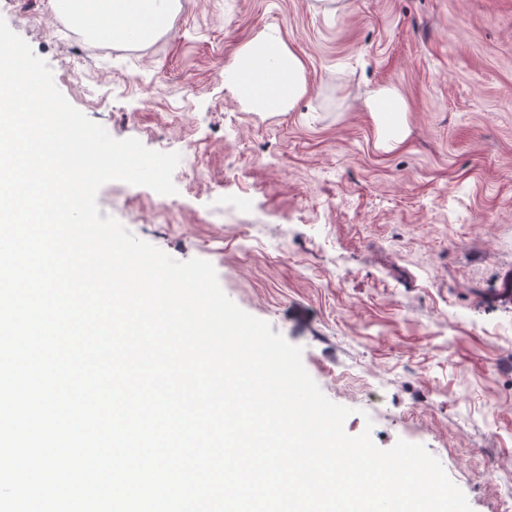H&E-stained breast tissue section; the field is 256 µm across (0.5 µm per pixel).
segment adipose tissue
<instances>
[{
  "instance_id": "obj_1",
  "label": "adipose tissue",
  "mask_w": 512,
  "mask_h": 512,
  "mask_svg": "<svg viewBox=\"0 0 512 512\" xmlns=\"http://www.w3.org/2000/svg\"><path fill=\"white\" fill-rule=\"evenodd\" d=\"M51 7L53 11L67 13L72 23L93 39L114 43L150 40L169 3L168 0H51ZM301 73L299 59L279 36L269 32L243 49L234 63L225 68L224 79L250 105L279 111L304 93ZM368 107L377 116L381 142L389 147L403 142L401 100L382 88L372 96Z\"/></svg>"
}]
</instances>
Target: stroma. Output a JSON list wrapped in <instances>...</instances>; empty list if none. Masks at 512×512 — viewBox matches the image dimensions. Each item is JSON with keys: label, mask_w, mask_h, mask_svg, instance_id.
Returning <instances> with one entry per match:
<instances>
[{"label": "stroma", "mask_w": 512, "mask_h": 512, "mask_svg": "<svg viewBox=\"0 0 512 512\" xmlns=\"http://www.w3.org/2000/svg\"><path fill=\"white\" fill-rule=\"evenodd\" d=\"M0 18L112 137L198 143L167 206L114 181L97 195L107 215L176 260L211 262L225 294L352 408L349 435L422 444L473 512H505L512 301L496 290L512 275V0H179L144 43L56 33L48 0H0ZM270 30L305 85L278 112L224 80ZM381 87L407 107L392 150L366 106Z\"/></svg>", "instance_id": "obj_1"}]
</instances>
